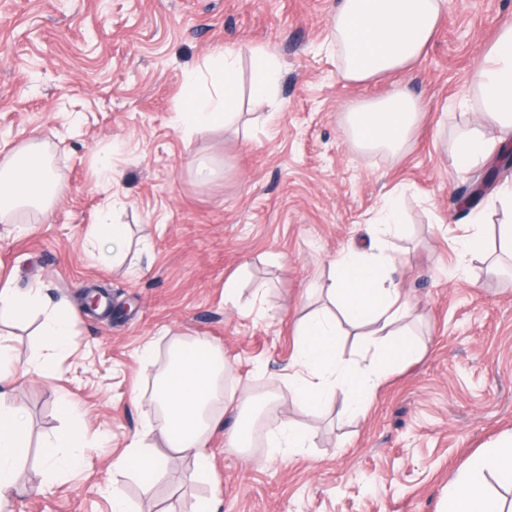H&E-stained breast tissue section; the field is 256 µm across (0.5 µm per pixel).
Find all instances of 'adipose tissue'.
<instances>
[{
  "label": "adipose tissue",
  "instance_id": "obj_1",
  "mask_svg": "<svg viewBox=\"0 0 512 512\" xmlns=\"http://www.w3.org/2000/svg\"><path fill=\"white\" fill-rule=\"evenodd\" d=\"M446 4L447 0H336L332 34L342 78L361 84L410 68L431 40ZM481 54L483 64L459 104L476 107L483 126L456 135L452 155L459 172L487 164L497 147L512 138V26L503 27ZM246 55L252 62V97L274 96L279 68L271 55L259 48L246 54L229 48L214 52L185 76L183 97L175 108L179 128L190 133L236 122L240 65ZM421 112L419 100L400 87L381 99L355 105L346 115V126L358 148L398 158ZM57 185L46 145L39 134H32L0 161V222L14 223L24 211L49 212ZM403 221L401 196L392 194L375 220L381 239L366 247L344 248L332 260V276L323 291L344 320L362 330L366 353L357 359L342 357L339 331L326 309L300 318L288 375V393L296 404L315 412L337 401L340 419L356 418L368 410L396 361L425 350L409 325L415 303L391 277L384 254L385 237L398 235ZM35 311L44 315L41 333L50 347L32 354L29 370L42 374L58 354L72 347L76 315L65 305L45 307L39 289H0L1 318H23ZM226 369L219 347L202 339H178L155 377L151 402L161 418L166 445L171 452L192 457L203 475L210 467L209 439L223 430L225 412L242 409L249 401L237 390H220ZM148 438L144 432L132 440L126 454L114 463V474L143 473L152 483L165 477L167 458L152 450ZM53 445L55 450L45 456L40 471L44 489L80 465L82 428L68 426ZM29 453L24 410L0 403V510L10 503L18 468ZM487 472L512 482V430L456 469L438 512H507L505 499L486 489L482 477Z\"/></svg>",
  "mask_w": 512,
  "mask_h": 512
}]
</instances>
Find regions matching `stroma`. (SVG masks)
<instances>
[{
  "instance_id": "stroma-1",
  "label": "stroma",
  "mask_w": 512,
  "mask_h": 512,
  "mask_svg": "<svg viewBox=\"0 0 512 512\" xmlns=\"http://www.w3.org/2000/svg\"><path fill=\"white\" fill-rule=\"evenodd\" d=\"M334 0H0V159L39 132L58 177L54 207L19 235L0 223V288H38L80 310L73 349L45 376L27 373L44 347L41 318L0 321L14 353L5 401L29 419L31 452L18 469L12 512H112V464L146 424L157 370L175 339L222 348L226 388H247L266 424L308 429L315 445L292 459L267 444L231 447L234 415L212 436V471L168 453L163 480L123 478L133 512H437L456 467L512 430V268L462 262L455 239L465 188L487 166L453 168L457 131L473 124L458 97L483 47L512 25V0H448L412 70L345 82L326 46ZM274 56L272 99L251 97L243 59L241 122L185 134L173 122L184 76L225 47ZM407 86L422 118L402 160L357 148L353 105ZM110 161L112 183L100 174ZM212 175L201 179L199 166ZM402 189L406 234L392 241L395 276L417 303L412 324L425 351L396 364L365 416L338 406L312 414L282 377L295 323L328 307L319 289L350 243L369 246V220ZM129 228L120 258L90 233L103 203ZM237 283L234 301L224 286ZM104 289L112 312L85 311ZM154 368L143 369L146 346ZM78 409L84 464L39 487L44 444Z\"/></svg>"
}]
</instances>
